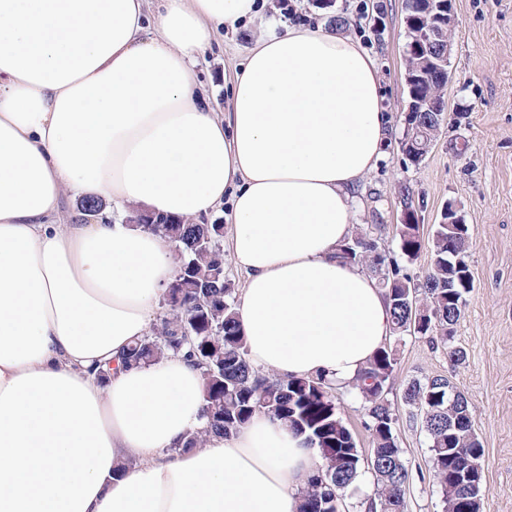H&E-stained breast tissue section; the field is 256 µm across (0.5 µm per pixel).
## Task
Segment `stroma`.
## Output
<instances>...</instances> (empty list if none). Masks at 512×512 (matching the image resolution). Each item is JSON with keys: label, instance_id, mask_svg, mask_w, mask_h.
<instances>
[{"label": "stroma", "instance_id": "obj_1", "mask_svg": "<svg viewBox=\"0 0 512 512\" xmlns=\"http://www.w3.org/2000/svg\"><path fill=\"white\" fill-rule=\"evenodd\" d=\"M260 15L236 31L217 30L196 67L198 89L213 111L228 98L227 80L248 48L268 29L292 23H328L342 17L345 32L374 54L383 75L384 107L402 129L407 104L404 0H258ZM455 33L446 119L425 162L412 165L391 140L377 169L360 182L362 211L355 232L376 239L401 275L419 278L432 258L435 226L447 203H455L469 228L465 259L473 287L455 326L451 348L405 337L388 399L409 472L405 512H443L429 441L417 411L404 399L415 378L442 376L471 404L474 428L484 448L486 492L482 512H512V0H452ZM409 192L423 232L418 260L402 259L396 226ZM338 414L359 448L369 451L366 409L350 387L333 392Z\"/></svg>", "mask_w": 512, "mask_h": 512}]
</instances>
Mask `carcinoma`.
I'll return each mask as SVG.
<instances>
[{
	"mask_svg": "<svg viewBox=\"0 0 512 512\" xmlns=\"http://www.w3.org/2000/svg\"><path fill=\"white\" fill-rule=\"evenodd\" d=\"M428 7L429 0H409L411 23H438ZM414 38L415 30L407 27L406 68L409 75L416 77L408 85V98L418 104L410 124L421 128L433 142L444 115L435 109V103L445 101L448 67L424 71L423 60L414 49ZM141 228L173 241L176 278L174 287L167 291L154 330L133 342L121 364L139 367L167 354H181L201 372L205 380L204 425L187 433L178 449L202 448L209 438L230 436L253 415L264 413L320 452L322 464L299 490V512H314V504L319 500L324 504L323 512H338L343 504L336 495L359 486L365 462L362 451L352 444V432L338 416L332 395L334 381L322 375L280 376L251 363L236 325L237 292L224 277V225L196 224L163 215L158 223L143 224ZM397 237L401 254L409 261L416 260L422 251L418 219L403 225ZM355 240L360 248L352 262L365 263L379 274L378 285L391 308L392 336L398 341L405 337L400 327L409 322L411 315L399 296L407 293L428 317L424 338L432 344H451L445 329L448 323L459 320L468 289L458 286L460 269L448 260V250L464 255L467 240L446 224L436 225L433 263L421 280L399 275L398 267L386 265V257L377 260L373 256V238L359 234ZM179 288L201 294L206 302L201 315L195 317L170 306ZM187 325L192 327L190 344L183 342L182 336ZM397 364V347L386 345L348 382L367 404L371 451L378 455L371 474L373 493L361 496L357 503L375 512H405L408 471L397 446L396 418L388 399ZM452 390L448 379L428 377L409 383L404 399L422 417L444 512H463L466 500L484 492V483L473 485L463 479L469 467L479 466L484 448L473 430L467 398L460 392L452 394Z\"/></svg>",
	"mask_w": 512,
	"mask_h": 512,
	"instance_id": "obj_1",
	"label": "carcinoma"
}]
</instances>
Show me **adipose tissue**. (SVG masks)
<instances>
[{
	"label": "adipose tissue",
	"instance_id": "ef3b65f1",
	"mask_svg": "<svg viewBox=\"0 0 512 512\" xmlns=\"http://www.w3.org/2000/svg\"><path fill=\"white\" fill-rule=\"evenodd\" d=\"M145 4L0 0V512H298L315 449L259 413L173 452L203 424L200 371L116 367L156 321L171 240L61 202L227 206L252 364L347 383L391 334L383 289L336 258L393 130L380 71L336 28L269 33L214 112L196 63L257 0H163L152 35ZM80 202V204H79ZM106 202V203H105ZM79 204V210H78ZM107 204V207H106ZM102 214L98 215L100 211L104 208ZM110 207V203L108 201H104L103 199H80L79 198H68L64 202L63 206V217L68 222L71 218L79 215L81 212L85 215L90 216H102L106 217L112 212V208ZM81 211V212H80Z\"/></svg>",
	"mask_w": 512,
	"mask_h": 512
}]
</instances>
